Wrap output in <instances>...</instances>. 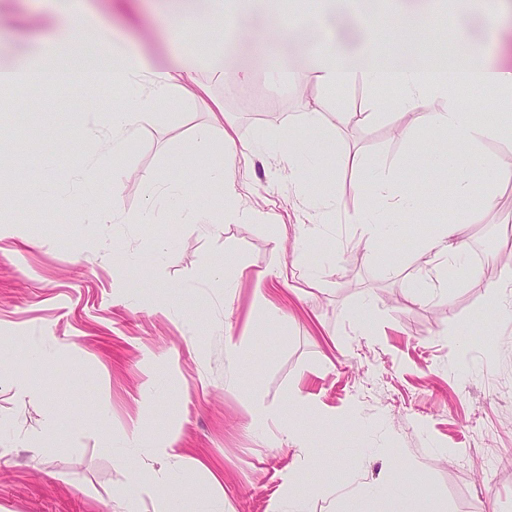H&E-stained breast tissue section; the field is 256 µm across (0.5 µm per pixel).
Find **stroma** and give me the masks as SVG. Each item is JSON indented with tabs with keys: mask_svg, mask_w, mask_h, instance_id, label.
<instances>
[{
	"mask_svg": "<svg viewBox=\"0 0 512 512\" xmlns=\"http://www.w3.org/2000/svg\"><path fill=\"white\" fill-rule=\"evenodd\" d=\"M324 6L341 49L359 50L366 22L353 0L308 4L314 13ZM84 7L105 40L156 67L181 50L163 0ZM271 7L289 14L298 4L255 5L240 20L242 35L224 39L225 70L250 73L249 83L229 91L199 75L234 122L236 145L218 161L239 168L243 145L266 147L233 202L194 166L174 163L210 123L206 106L172 102L127 155L91 169L84 140L92 128L108 129L118 103L104 95L108 80L39 81L34 97L24 87L0 93V138L16 154L0 164V346L15 358L0 375V512H123L120 495L135 480L150 486L169 472L188 512L217 496L224 512H275L300 481L352 489L340 512H395L377 490L392 474L415 470L442 512H512V327L498 316L512 292L499 288L495 261L512 238V183L496 210L467 228L470 249L484 254L481 282L408 296L407 284L433 266L419 235L455 207L394 214L398 235L371 250L357 245L362 225L344 216L361 204L352 157L396 164L409 151L398 131L417 126L420 111L343 124L338 113L368 111L376 88L309 84V96L326 100L336 141L320 156L333 178L307 201L301 174L283 155L325 133L305 126L299 100L274 74L311 69L315 34L258 45ZM431 13L483 47L486 65L512 70V0L477 8L395 0L376 29L383 37L397 15ZM37 44L61 52L72 45L48 0H0V69ZM116 172L122 182L110 223H92L90 210L53 208L76 188L108 207ZM172 182L199 197L206 222L161 196ZM143 212L148 223H130ZM300 224L313 237L298 252ZM299 260L318 266L320 287L276 278L278 267ZM218 266L237 276L232 294L215 276ZM363 313L369 324L360 333L354 324ZM258 322L266 330L255 336ZM242 337L246 351L230 360L226 339ZM258 401L278 420L256 425ZM56 414L62 420L46 436L47 452H36L31 438ZM300 421L304 433L291 434ZM173 434L176 456L161 455ZM128 453L126 466L120 458Z\"/></svg>",
	"mask_w": 512,
	"mask_h": 512,
	"instance_id": "1",
	"label": "stroma"
}]
</instances>
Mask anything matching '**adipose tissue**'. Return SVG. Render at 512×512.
Listing matches in <instances>:
<instances>
[{
	"instance_id": "adipose-tissue-1",
	"label": "adipose tissue",
	"mask_w": 512,
	"mask_h": 512,
	"mask_svg": "<svg viewBox=\"0 0 512 512\" xmlns=\"http://www.w3.org/2000/svg\"><path fill=\"white\" fill-rule=\"evenodd\" d=\"M75 32V51L60 56L53 52L39 51L18 58L13 68L0 70V88L11 87L16 77L30 76L41 79L55 78L67 83L72 77L93 79L110 77L113 84L127 94L125 106L111 113L112 136L106 149L91 145V154L100 158L122 155L137 137L144 124L153 120L161 108L173 100L188 103L203 101L208 92L198 80L200 70H209L215 79H223L224 71L218 59L224 49L220 40L209 41L206 51H199L194 40H186L184 53L170 66L160 69L137 52H117L103 48L93 59L81 52L90 27L80 15H72ZM278 38H287L291 28L319 27L322 36L315 47V68L312 73L298 72L288 77V86L296 92L307 86L308 79L327 88H335L355 81L376 85H396L395 93L377 97L374 111L388 113L402 108H423L422 129L432 135L431 157L424 162L405 160L399 169L379 168L358 157L354 163L363 171L358 184L362 203L347 217L348 223L365 228L360 243L372 248L383 236L391 235L394 226L388 220L393 210H417L424 203L423 196L408 193L406 184L412 183L420 167H427L447 174L453 184L459 203L465 212L481 217L497 205L500 184L512 180V170L498 167L485 153L483 142L487 139L512 141V120L492 125L476 122L473 113L458 107L462 95L478 91L481 100L497 105L512 100V71L487 69L481 60L482 49L470 46L453 28H435L433 20L410 22L398 20L395 26L393 51H384L376 35H368L365 46L356 56H344L331 29L328 14L314 15L303 10L288 18H274ZM435 32L439 49L423 52L414 49L412 41L419 33ZM440 102L437 111H429L431 102ZM210 125L202 129L189 151L192 159L201 161V178L207 185H219L226 199L238 195L239 175L212 162L211 145L214 135H227V117L222 103H215ZM467 246L463 227L451 221L420 242L422 251L437 262L436 278L429 281L417 279L408 285L410 293L421 295L433 287L448 291L461 283L478 281L477 270L462 255Z\"/></svg>"
}]
</instances>
